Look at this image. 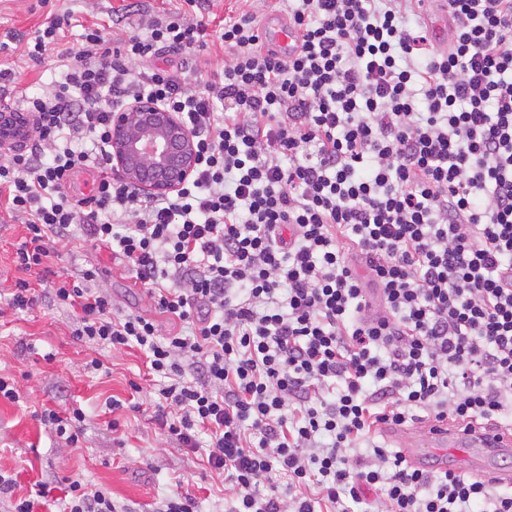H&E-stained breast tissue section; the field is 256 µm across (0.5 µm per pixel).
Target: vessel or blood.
Wrapping results in <instances>:
<instances>
[{
  "label": "vessel or blood",
  "instance_id": "vessel-or-blood-1",
  "mask_svg": "<svg viewBox=\"0 0 512 512\" xmlns=\"http://www.w3.org/2000/svg\"><path fill=\"white\" fill-rule=\"evenodd\" d=\"M262 40L291 49L297 44L294 33L272 19L262 29ZM0 111L8 118L7 123L0 125V155L7 157L26 150L35 139L33 114L17 98L1 104ZM387 433L397 440L412 464L435 459L443 465H459L477 476L490 471L497 456L512 451V433L495 425L474 432L445 419H432L406 430L391 427Z\"/></svg>",
  "mask_w": 512,
  "mask_h": 512
}]
</instances>
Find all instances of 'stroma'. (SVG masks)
I'll list each match as a JSON object with an SVG mask.
<instances>
[{
  "instance_id": "35a3bbf8",
  "label": "stroma",
  "mask_w": 512,
  "mask_h": 512,
  "mask_svg": "<svg viewBox=\"0 0 512 512\" xmlns=\"http://www.w3.org/2000/svg\"><path fill=\"white\" fill-rule=\"evenodd\" d=\"M138 0H0V68H12L16 81L0 86V99L47 89L57 71L29 60L25 50L38 28L66 15L64 41L79 46L85 28L103 29L119 40L140 30ZM253 9L258 17L287 20L284 5H246L245 0H215L209 17L207 45L202 55L209 70H222L220 35L230 13ZM25 233L21 219L0 212V375L12 377L18 401L0 399V475L15 479L13 493H0V512H11L15 498L37 495L41 483L50 492L37 512H64V489L77 479L89 487L106 488L125 512H153L156 502L185 490L198 502L197 512H227L224 479L205 469L200 454L179 447L162 435L154 419V386L146 379L141 353L121 352L77 339L72 309L55 301L50 279L35 281L36 301L25 312L8 306L18 272L13 263L16 244ZM57 271L78 277L90 268L95 287L111 294L117 311L156 321L163 332L173 326L153 299L137 284L118 254L101 241L78 237L61 248ZM104 363L90 373L91 358ZM143 387L142 407L111 411V399H128L131 383ZM60 413L82 409L85 420L78 447L64 445L45 429L38 415L44 409ZM118 427H111V420Z\"/></svg>"
}]
</instances>
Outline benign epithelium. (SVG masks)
Returning a JSON list of instances; mask_svg holds the SVG:
<instances>
[{
	"label": "benign epithelium",
	"mask_w": 512,
	"mask_h": 512,
	"mask_svg": "<svg viewBox=\"0 0 512 512\" xmlns=\"http://www.w3.org/2000/svg\"><path fill=\"white\" fill-rule=\"evenodd\" d=\"M109 145L114 167L148 197L178 191L195 169L194 136L175 113L153 99L112 112Z\"/></svg>",
	"instance_id": "obj_1"
}]
</instances>
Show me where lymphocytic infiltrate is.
Listing matches in <instances>:
<instances>
[{"label": "lymphocytic infiltrate", "instance_id": "lymphocytic-infiltrate-1", "mask_svg": "<svg viewBox=\"0 0 512 512\" xmlns=\"http://www.w3.org/2000/svg\"><path fill=\"white\" fill-rule=\"evenodd\" d=\"M185 2L116 45L89 27L60 48L59 19L37 30L30 60L56 52L60 74L26 98L35 144L0 161V209L26 229L10 307H32L64 240L112 243L180 331L114 311L92 269L58 274L53 296L77 338L143 351L160 429L223 475L230 512H512L511 486L374 442L421 411L481 428L512 407V0H448L435 50L421 0H301L285 57L245 11L224 24L223 70L193 84L213 0ZM165 53L178 63L131 68ZM140 98L198 146L166 197L108 157L113 110Z\"/></svg>", "mask_w": 512, "mask_h": 512}]
</instances>
